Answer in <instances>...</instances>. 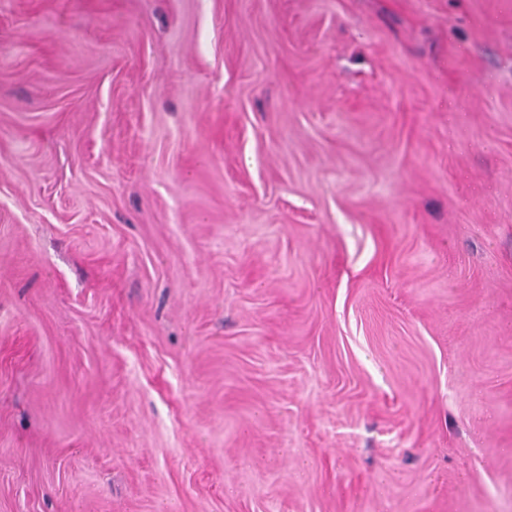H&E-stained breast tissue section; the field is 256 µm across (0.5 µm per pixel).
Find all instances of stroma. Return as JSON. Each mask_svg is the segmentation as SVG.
Segmentation results:
<instances>
[{"mask_svg": "<svg viewBox=\"0 0 512 512\" xmlns=\"http://www.w3.org/2000/svg\"><path fill=\"white\" fill-rule=\"evenodd\" d=\"M0 512H512V0H0Z\"/></svg>", "mask_w": 512, "mask_h": 512, "instance_id": "obj_1", "label": "stroma"}]
</instances>
